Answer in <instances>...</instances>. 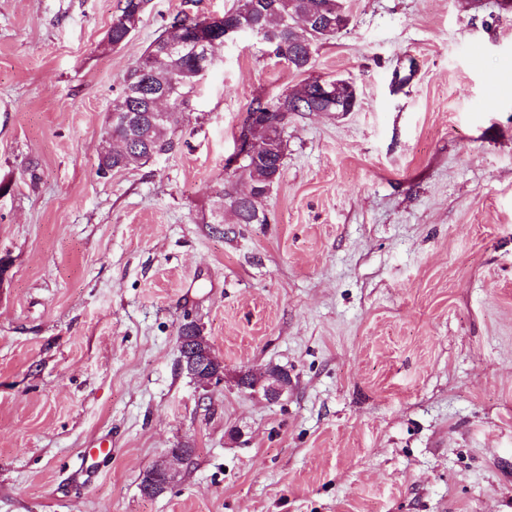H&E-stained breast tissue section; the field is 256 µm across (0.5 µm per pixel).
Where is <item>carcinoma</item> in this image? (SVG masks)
Here are the masks:
<instances>
[{
  "mask_svg": "<svg viewBox=\"0 0 512 512\" xmlns=\"http://www.w3.org/2000/svg\"><path fill=\"white\" fill-rule=\"evenodd\" d=\"M149 0H124L118 18L136 28L141 21ZM206 19L176 17L145 48L135 65L129 70L124 88L147 84L150 94L169 93L166 118L158 119L159 109L147 101H133L126 93L112 103L114 112L139 114L135 129L109 123L107 138L116 143L100 153L98 170L106 175L111 169H127L145 165L149 161L148 148L159 147L166 152L173 148L174 127L181 112L188 106L187 95L197 80V60L191 50H171L169 44L189 31L186 24L203 28V34L217 37L214 28L205 26ZM244 22L251 26L253 36L267 47V52L279 59H286L290 67L305 72L312 67L311 48L327 40L349 24L344 0H235L224 12V25ZM290 112H311L318 107L311 94L310 82L288 94L272 99L257 97L250 103L235 139L250 134L265 145L264 153L237 168L257 193L249 198L235 199L227 194V208L236 224H261L265 221L262 204L266 195L279 180L286 141L274 127L278 107Z\"/></svg>",
  "mask_w": 512,
  "mask_h": 512,
  "instance_id": "obj_1",
  "label": "carcinoma"
}]
</instances>
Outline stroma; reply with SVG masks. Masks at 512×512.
I'll return each mask as SVG.
<instances>
[{"instance_id":"1","label":"stroma","mask_w":512,"mask_h":512,"mask_svg":"<svg viewBox=\"0 0 512 512\" xmlns=\"http://www.w3.org/2000/svg\"><path fill=\"white\" fill-rule=\"evenodd\" d=\"M233 3L150 0L112 48L122 0H0V512H512V0H346L305 73L217 46L174 148L100 176L127 71ZM310 77L354 111L291 113L266 223L215 228L250 102ZM271 364L288 396L237 389ZM202 331L196 326L192 336H186L182 332L177 336L179 365L183 373L196 382L200 387L210 390L224 383V372L220 366L211 367L215 362L214 352L210 349H200L193 341H199L195 336H201ZM178 472L174 466L158 465L156 471L150 470L147 473V485L150 490L156 491L158 494L166 493L171 486L177 481Z\"/></svg>"}]
</instances>
